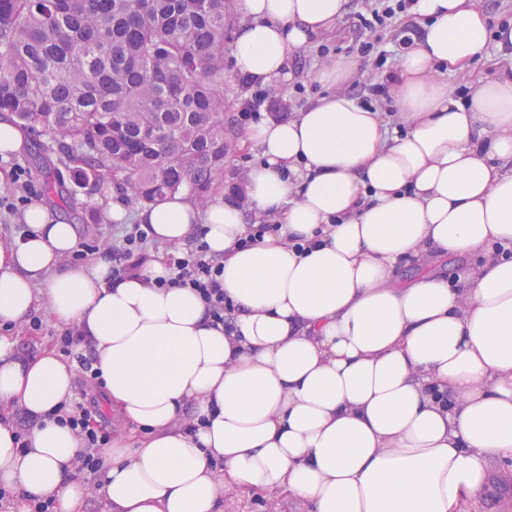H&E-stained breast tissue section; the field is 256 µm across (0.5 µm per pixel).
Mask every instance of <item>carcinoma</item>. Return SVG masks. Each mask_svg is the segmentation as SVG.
<instances>
[{"label":"carcinoma","mask_w":512,"mask_h":512,"mask_svg":"<svg viewBox=\"0 0 512 512\" xmlns=\"http://www.w3.org/2000/svg\"><path fill=\"white\" fill-rule=\"evenodd\" d=\"M232 0H0V112L133 204L224 185Z\"/></svg>","instance_id":"1"}]
</instances>
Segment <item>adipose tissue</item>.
<instances>
[{
  "label": "adipose tissue",
  "mask_w": 512,
  "mask_h": 512,
  "mask_svg": "<svg viewBox=\"0 0 512 512\" xmlns=\"http://www.w3.org/2000/svg\"><path fill=\"white\" fill-rule=\"evenodd\" d=\"M349 9L238 0L235 71L284 86L290 57ZM409 15L421 37L388 83L396 136L381 107L337 91L358 62L334 60L312 104L251 125L247 206L177 194L137 214L157 241L223 257L232 329L192 289L156 287L163 261L116 281L108 253L65 264L74 225L38 200L23 210L25 232L0 242V485L15 512L34 496L82 512L86 497L80 441L54 418L75 365L21 356L8 335L40 302L90 340L130 428L102 451V512H224L234 490L310 512H459L490 461H512V69L464 94L446 81L492 48L512 60V27L491 28L481 0H414ZM448 256L473 259L463 282L399 279ZM17 408L36 418L25 448ZM188 416L196 431L179 427Z\"/></svg>",
  "instance_id": "1"
}]
</instances>
